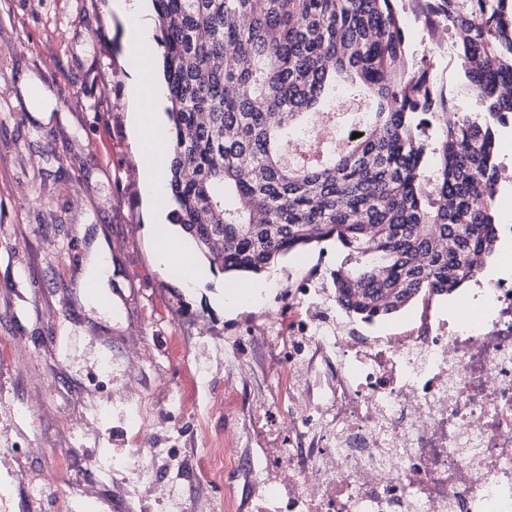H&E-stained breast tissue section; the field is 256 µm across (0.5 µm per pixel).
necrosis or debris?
<instances>
[{
  "mask_svg": "<svg viewBox=\"0 0 512 512\" xmlns=\"http://www.w3.org/2000/svg\"><path fill=\"white\" fill-rule=\"evenodd\" d=\"M453 317L350 335L306 289L304 319L254 334L287 349L288 445L224 460L252 512H512V251Z\"/></svg>",
  "mask_w": 512,
  "mask_h": 512,
  "instance_id": "obj_1",
  "label": "necrosis or debris"
}]
</instances>
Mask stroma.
Segmentation results:
<instances>
[{
  "mask_svg": "<svg viewBox=\"0 0 512 512\" xmlns=\"http://www.w3.org/2000/svg\"><path fill=\"white\" fill-rule=\"evenodd\" d=\"M123 35L111 0H0V496L11 512H166L179 471L184 512H250V491L230 504L225 479L201 476L214 453L260 450L244 423L288 428L268 402L288 358L249 330L303 318V290L345 254H287L256 303L206 260L190 285L162 268L128 122L129 83L161 49L128 54ZM97 243L108 308L83 291Z\"/></svg>",
  "mask_w": 512,
  "mask_h": 512,
  "instance_id": "35a3bbf8",
  "label": "stroma"
}]
</instances>
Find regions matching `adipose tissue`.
<instances>
[{"instance_id": "ef3b65f1", "label": "adipose tissue", "mask_w": 512, "mask_h": 512, "mask_svg": "<svg viewBox=\"0 0 512 512\" xmlns=\"http://www.w3.org/2000/svg\"><path fill=\"white\" fill-rule=\"evenodd\" d=\"M134 108L129 115L130 124L141 138L144 154L148 159L142 169V193L152 219H159L161 208L168 196V187L163 173V163L158 156L163 149L156 139L162 117L154 104L161 97L151 69H141L130 86Z\"/></svg>"}]
</instances>
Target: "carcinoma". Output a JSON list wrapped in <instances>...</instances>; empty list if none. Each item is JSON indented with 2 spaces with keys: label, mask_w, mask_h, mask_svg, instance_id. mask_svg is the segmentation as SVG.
<instances>
[{
  "label": "carcinoma",
  "mask_w": 512,
  "mask_h": 512,
  "mask_svg": "<svg viewBox=\"0 0 512 512\" xmlns=\"http://www.w3.org/2000/svg\"><path fill=\"white\" fill-rule=\"evenodd\" d=\"M407 0H153L169 106V220L219 273L259 274L314 242L345 261L330 296L381 320L475 278L499 236L500 122L512 115V0H417L459 33L482 105L457 112L410 64ZM361 88L362 136L294 166L336 94Z\"/></svg>",
  "instance_id": "carcinoma-1"
}]
</instances>
